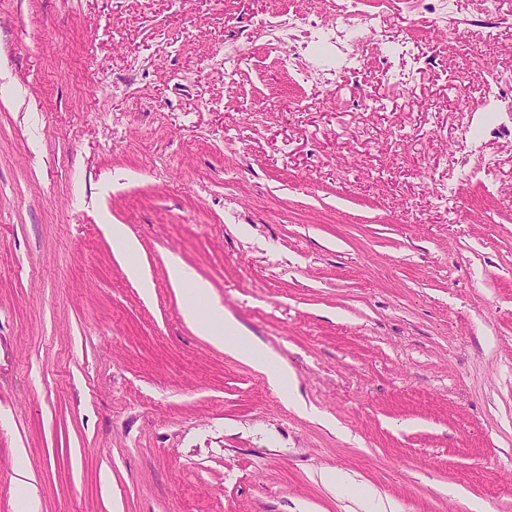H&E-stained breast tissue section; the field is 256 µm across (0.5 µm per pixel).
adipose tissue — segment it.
I'll list each match as a JSON object with an SVG mask.
<instances>
[{
	"mask_svg": "<svg viewBox=\"0 0 512 512\" xmlns=\"http://www.w3.org/2000/svg\"><path fill=\"white\" fill-rule=\"evenodd\" d=\"M104 231L112 240L114 252L125 261L129 277L139 283L143 293H151V281L134 261L139 252L137 240L122 224L105 225ZM168 271L174 287L185 296L182 314L196 328L198 334L204 336L212 345L249 363L264 374L276 390L286 396H293L295 377L292 371L260 347L252 337L247 336L237 322L225 313L221 304L210 301L207 284L197 279L179 260H170Z\"/></svg>",
	"mask_w": 512,
	"mask_h": 512,
	"instance_id": "ef3b65f1",
	"label": "adipose tissue"
}]
</instances>
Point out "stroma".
Returning <instances> with one entry per match:
<instances>
[{"label":"stroma","mask_w":512,"mask_h":512,"mask_svg":"<svg viewBox=\"0 0 512 512\" xmlns=\"http://www.w3.org/2000/svg\"><path fill=\"white\" fill-rule=\"evenodd\" d=\"M346 6L0 0V512L21 464L38 512H512V0ZM279 12L353 25L361 71L226 77ZM376 31L434 65L398 84ZM172 256L306 411L185 321ZM104 231L112 239L113 251L125 262L126 272L130 278L137 281L145 295L152 291V283L143 273L142 267L131 259L139 252L137 240L131 236L125 225L107 224L104 225Z\"/></svg>","instance_id":"1"}]
</instances>
